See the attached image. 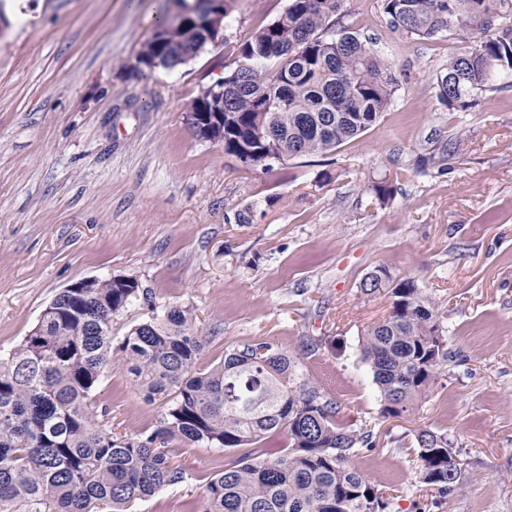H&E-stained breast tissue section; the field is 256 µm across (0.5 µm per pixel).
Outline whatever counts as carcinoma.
Instances as JSON below:
<instances>
[{
	"mask_svg": "<svg viewBox=\"0 0 512 512\" xmlns=\"http://www.w3.org/2000/svg\"><path fill=\"white\" fill-rule=\"evenodd\" d=\"M155 24L135 70L173 69L206 44L207 0ZM345 0H289L239 47L224 76V153L250 166L335 150L365 132L394 102L398 80L386 60L347 22ZM389 23L409 37L474 39L436 74L438 100L467 111L512 78V0H380ZM191 15H186V12ZM386 288L387 317L362 337L383 402V418L413 409L442 374L448 351L435 301L411 278L379 269L362 284ZM133 279H98L61 292L7 356H0V512H132L135 502L184 481L165 444L181 438L209 448H245L203 488L199 512H384L366 474L351 461L371 431L338 420L336 403L309 383L271 342L246 343L198 367L205 339L193 310L172 306L123 337L127 373L159 426L141 438L112 433L93 392L112 359V316L140 299ZM285 431V455L257 445ZM423 482L445 498L461 469L447 436H415Z\"/></svg>",
	"mask_w": 512,
	"mask_h": 512,
	"instance_id": "1",
	"label": "carcinoma"
}]
</instances>
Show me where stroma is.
<instances>
[{
    "instance_id": "35a3bbf8",
    "label": "stroma",
    "mask_w": 512,
    "mask_h": 512,
    "mask_svg": "<svg viewBox=\"0 0 512 512\" xmlns=\"http://www.w3.org/2000/svg\"><path fill=\"white\" fill-rule=\"evenodd\" d=\"M27 4L17 28L0 0V355L70 284L132 277L147 298L113 315V343L150 310L188 305L207 338L200 367L237 344L278 345L337 403L340 423L372 431L353 462L390 497L386 512H512V82L449 111L432 82L464 42L406 37L379 0H346L400 82L393 105L331 153L249 168L199 137L186 111L288 0H232L223 45L143 76L132 67L171 0ZM432 153L444 154V175L419 169ZM381 181L394 188L384 202ZM244 211L249 223H237ZM380 268L436 301L448 348L438 383L388 420L361 354L390 311L388 294L361 290ZM94 398L115 434L159 424V403L120 352ZM421 428L457 451L448 497L422 481ZM168 449L184 481L136 512H190L240 454L178 439Z\"/></svg>"
}]
</instances>
